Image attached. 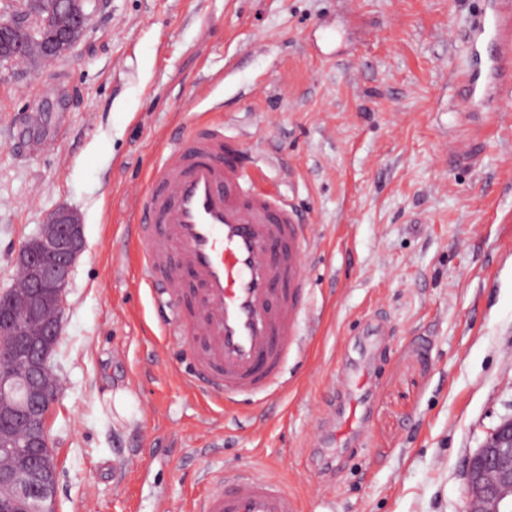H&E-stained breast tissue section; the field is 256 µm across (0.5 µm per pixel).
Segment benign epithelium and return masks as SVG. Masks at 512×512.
I'll use <instances>...</instances> for the list:
<instances>
[{
	"label": "benign epithelium",
	"instance_id": "7a95c632",
	"mask_svg": "<svg viewBox=\"0 0 512 512\" xmlns=\"http://www.w3.org/2000/svg\"><path fill=\"white\" fill-rule=\"evenodd\" d=\"M89 0H57L59 44L90 19ZM85 247L68 208L52 212L17 256L27 287L0 292V502L55 512L58 472L49 420L59 399L52 355L66 288ZM466 512H512V419L469 458Z\"/></svg>",
	"mask_w": 512,
	"mask_h": 512
}]
</instances>
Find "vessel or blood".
Returning <instances> with one entry per match:
<instances>
[{
  "mask_svg": "<svg viewBox=\"0 0 512 512\" xmlns=\"http://www.w3.org/2000/svg\"><path fill=\"white\" fill-rule=\"evenodd\" d=\"M488 72L505 80L512 33L499 11ZM251 155L208 127L171 143L149 178L132 239L140 279L185 340L188 381L233 400L282 387L302 311L310 227L282 197L252 184ZM192 512H300L278 479L254 472L208 482Z\"/></svg>",
  "mask_w": 512,
  "mask_h": 512,
  "instance_id": "b4317fda",
  "label": "vessel or blood"
}]
</instances>
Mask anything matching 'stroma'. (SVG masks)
<instances>
[{"mask_svg":"<svg viewBox=\"0 0 512 512\" xmlns=\"http://www.w3.org/2000/svg\"><path fill=\"white\" fill-rule=\"evenodd\" d=\"M481 7L92 0L64 55L0 62V290L50 213L84 225L53 355L55 512H190L203 475L252 467L301 512H466V461L512 417V84L458 92ZM210 125L315 234L288 386L233 411L185 386L128 242L134 188ZM345 361L369 373L348 438Z\"/></svg>","mask_w":512,"mask_h":512,"instance_id":"obj_1","label":"stroma"}]
</instances>
